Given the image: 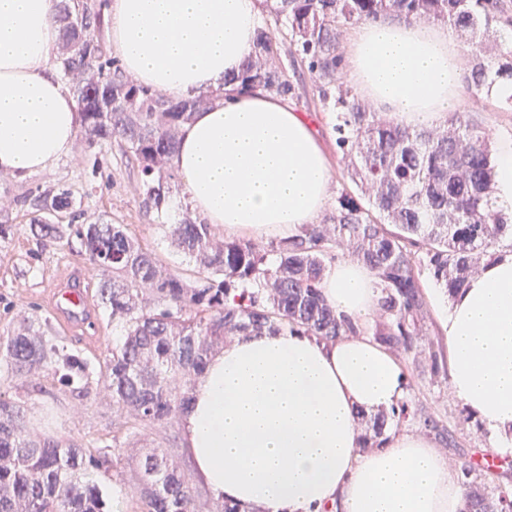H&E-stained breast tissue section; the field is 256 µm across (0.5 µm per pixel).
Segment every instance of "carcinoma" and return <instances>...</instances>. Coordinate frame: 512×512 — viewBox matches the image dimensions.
Here are the masks:
<instances>
[{"label":"carcinoma","instance_id":"obj_1","mask_svg":"<svg viewBox=\"0 0 512 512\" xmlns=\"http://www.w3.org/2000/svg\"><path fill=\"white\" fill-rule=\"evenodd\" d=\"M103 0H60L61 44L55 69L77 102L80 134L114 144L140 173V197L188 260L173 270L126 224L100 219L76 235L101 269L99 307L123 335L104 356H80L48 321L24 318L0 336V384L45 373L72 398L102 395L112 407V444L86 448L30 432L24 405L0 392V512H104L101 475L134 462L140 512H241L226 501L200 502L189 478L157 446L130 454L147 429L173 426L193 382L227 339L264 328L335 340L361 331L321 291L326 260L366 265L379 289L371 336L392 352L417 356L423 335L422 276L453 297L481 265L512 247V217L495 205L494 157L469 106L432 127L384 116L346 76L343 33L393 16L459 32L471 97L492 79L512 80V0H261L262 27L241 70L224 79L238 93L262 92L330 114L343 188L317 224L266 244L216 236L190 216L166 223L180 126L213 103L211 91L180 99L128 77L95 37ZM309 79L305 88L303 79ZM69 188L33 199L30 230L55 244L64 214L75 219ZM0 208V242L18 225ZM407 401L370 420L363 447L381 446L391 424L415 421ZM470 512H512V493L489 496L470 484Z\"/></svg>","mask_w":512,"mask_h":512}]
</instances>
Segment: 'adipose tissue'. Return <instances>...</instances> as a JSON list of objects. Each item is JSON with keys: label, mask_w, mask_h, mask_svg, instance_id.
<instances>
[{"label": "adipose tissue", "mask_w": 512, "mask_h": 512, "mask_svg": "<svg viewBox=\"0 0 512 512\" xmlns=\"http://www.w3.org/2000/svg\"><path fill=\"white\" fill-rule=\"evenodd\" d=\"M60 0H0V173L38 175L72 152L73 96L51 65ZM107 44L137 83L221 96L184 123L172 159L192 209L232 236L296 235L330 201L321 132L289 101L223 93L260 24L259 0H106ZM348 74L388 115L430 125L465 103L462 55L447 26L392 17L344 35ZM363 329L378 313L374 276L345 258L321 284ZM449 384L490 430L512 428V251L449 303ZM399 358L360 334L325 341L245 332L213 355L181 416L212 499L242 512H468L466 489L424 436L360 450L358 412L402 401Z\"/></svg>", "instance_id": "ef3b65f1"}]
</instances>
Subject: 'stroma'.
I'll return each mask as SVG.
<instances>
[{
  "instance_id": "35a3bbf8",
  "label": "stroma",
  "mask_w": 512,
  "mask_h": 512,
  "mask_svg": "<svg viewBox=\"0 0 512 512\" xmlns=\"http://www.w3.org/2000/svg\"><path fill=\"white\" fill-rule=\"evenodd\" d=\"M100 168L85 162L88 152L82 140H75L69 157L52 169L25 180L9 179L0 183V192L15 197L35 196L67 186L81 197L85 221L103 218L129 225L164 265L184 269L186 260L146 212L138 195V170L121 158L116 146H96ZM34 215L30 205L14 208L11 223L18 231L8 243L0 245V333L17 325L21 316L37 314L49 318L50 333L64 338L74 351L93 358L106 354L122 330L113 325L108 314L92 307L94 324L90 327L66 325L55 318L49 295L51 289L74 271L84 274V290L92 292L97 272L87 259L77 235L65 236L57 245H43L28 224ZM426 307L424 321L435 358L420 362L402 360L406 374V397L422 413L432 415L447 429L453 440L443 448L450 463L471 461L482 452L493 451L496 462L476 467L472 480L490 492L512 491V433H491L484 424L455 398L449 390L448 345L442 321L449 298L430 278H423ZM6 394L21 400L27 408L29 428L40 435L59 437L79 446L98 445L112 440V409L106 400L85 402L72 399L58 383L41 379L39 384L15 382L6 386Z\"/></svg>"
}]
</instances>
